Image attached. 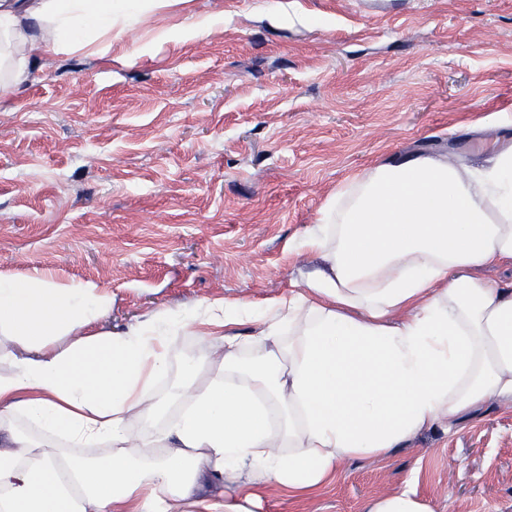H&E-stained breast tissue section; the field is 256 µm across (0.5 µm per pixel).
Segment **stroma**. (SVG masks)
<instances>
[{"instance_id":"35a3bbf8","label":"stroma","mask_w":512,"mask_h":512,"mask_svg":"<svg viewBox=\"0 0 512 512\" xmlns=\"http://www.w3.org/2000/svg\"><path fill=\"white\" fill-rule=\"evenodd\" d=\"M111 59L39 60L0 106V275L112 295V328L207 298L260 301L318 263L293 245L374 161L475 159L512 139V0H193ZM412 483L432 512H512V414L345 463L260 512H365Z\"/></svg>"}]
</instances>
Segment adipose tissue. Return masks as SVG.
<instances>
[{
  "instance_id": "adipose-tissue-1",
  "label": "adipose tissue",
  "mask_w": 512,
  "mask_h": 512,
  "mask_svg": "<svg viewBox=\"0 0 512 512\" xmlns=\"http://www.w3.org/2000/svg\"><path fill=\"white\" fill-rule=\"evenodd\" d=\"M191 2L0 0V102L36 58L106 56L117 19ZM297 247L319 264L296 291L122 330L95 283L1 276L0 512H256L260 488L309 498L345 461L512 412V281L483 275L512 266V140L377 162Z\"/></svg>"
}]
</instances>
